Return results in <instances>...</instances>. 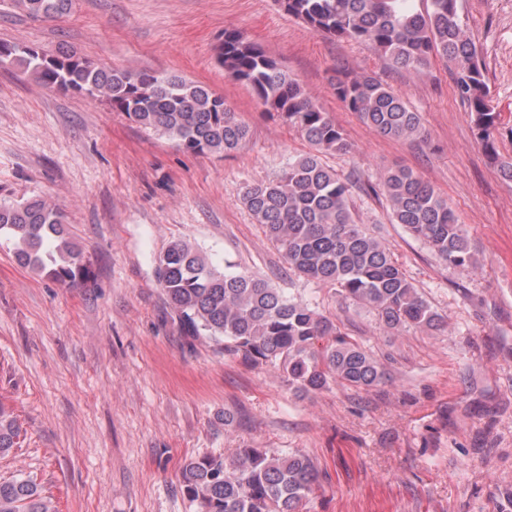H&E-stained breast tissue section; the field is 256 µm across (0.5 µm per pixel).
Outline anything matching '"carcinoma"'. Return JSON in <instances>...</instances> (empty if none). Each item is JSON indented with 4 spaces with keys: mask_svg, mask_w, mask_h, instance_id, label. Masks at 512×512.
Returning <instances> with one entry per match:
<instances>
[{
    "mask_svg": "<svg viewBox=\"0 0 512 512\" xmlns=\"http://www.w3.org/2000/svg\"><path fill=\"white\" fill-rule=\"evenodd\" d=\"M313 33L372 48L392 69L418 74L434 59L451 65L455 90L470 114L488 160L512 180V157L497 149L499 113L492 105L477 47L460 16L459 0H275ZM33 18H60L73 0H15ZM218 62L233 80L303 136L313 151L288 161L272 180L246 186L242 202L281 254L288 270L333 288L344 299L373 310L392 333L433 330L442 315L407 278L394 255L350 205L353 191L384 198L387 217L457 271L478 259L448 200L413 170L390 168L377 183L343 179L321 155L349 144L343 129L258 42L224 30ZM10 62L47 90L102 99L139 126L161 132L185 151L229 154L249 129L224 97L180 76L133 73L95 66L74 53L41 55L33 46L0 42V62ZM336 98L379 134L424 142L420 113L371 75L332 78ZM63 211L42 197L0 201V240L18 263L37 275L73 286L82 280V256L66 236ZM156 275L168 301L194 336L224 344V351L274 368L288 388L316 393L342 384L359 389L387 380L384 365L336 320L309 301L274 287L262 275L219 269L184 240L159 255ZM19 427L0 405V454L17 445ZM318 472L303 454L273 448H238L230 456L189 460L180 472L197 512H300L315 491ZM0 512H56L31 478L0 481Z\"/></svg>",
    "mask_w": 512,
    "mask_h": 512,
    "instance_id": "1",
    "label": "carcinoma"
}]
</instances>
